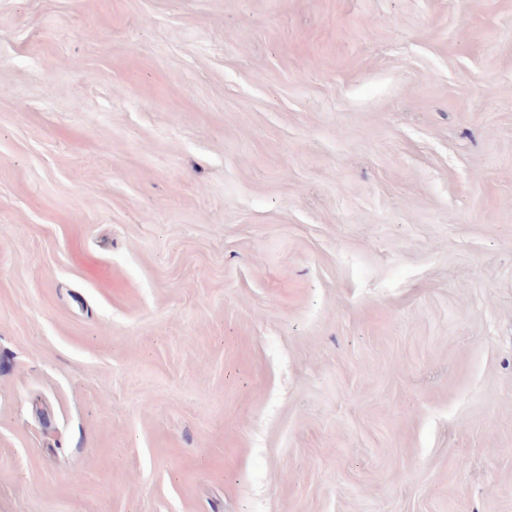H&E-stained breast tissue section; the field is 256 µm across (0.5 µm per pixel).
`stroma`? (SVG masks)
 Masks as SVG:
<instances>
[{
	"mask_svg": "<svg viewBox=\"0 0 512 512\" xmlns=\"http://www.w3.org/2000/svg\"><path fill=\"white\" fill-rule=\"evenodd\" d=\"M0 512H512V0H0Z\"/></svg>",
	"mask_w": 512,
	"mask_h": 512,
	"instance_id": "35a3bbf8",
	"label": "stroma"
}]
</instances>
